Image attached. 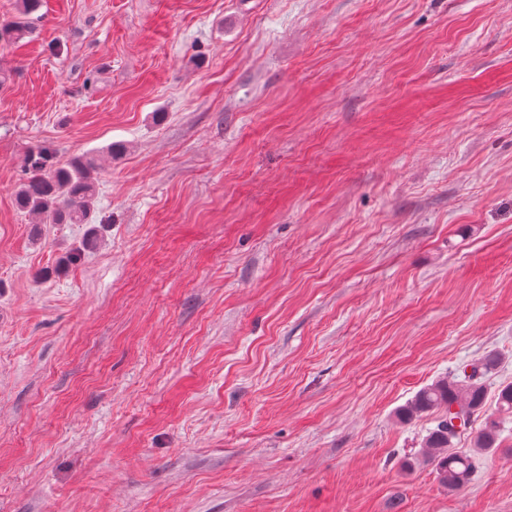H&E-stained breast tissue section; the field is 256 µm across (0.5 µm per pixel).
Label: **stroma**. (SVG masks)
Returning a JSON list of instances; mask_svg holds the SVG:
<instances>
[{"label": "stroma", "instance_id": "35a3bbf8", "mask_svg": "<svg viewBox=\"0 0 512 512\" xmlns=\"http://www.w3.org/2000/svg\"><path fill=\"white\" fill-rule=\"evenodd\" d=\"M34 18L0 51V512H512V418L451 492L398 417L490 353L512 383V0ZM38 146L94 161L89 224L17 208Z\"/></svg>", "mask_w": 512, "mask_h": 512}]
</instances>
